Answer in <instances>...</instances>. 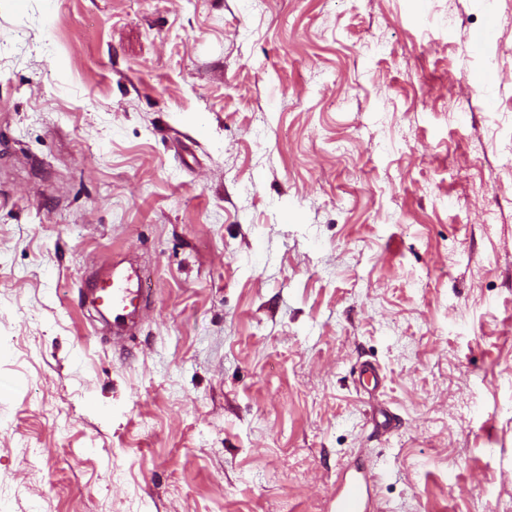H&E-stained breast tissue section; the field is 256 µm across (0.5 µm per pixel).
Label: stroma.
<instances>
[{"label":"stroma","mask_w":512,"mask_h":512,"mask_svg":"<svg viewBox=\"0 0 512 512\" xmlns=\"http://www.w3.org/2000/svg\"><path fill=\"white\" fill-rule=\"evenodd\" d=\"M356 464L512 512V0H0V512H332ZM148 276L146 268L130 266L125 269L120 264H113L112 270L101 279L100 287L93 288L95 302L112 309L113 326H121L120 331L113 333L117 336L112 338L126 340L134 337L148 303V294L142 288Z\"/></svg>","instance_id":"stroma-1"}]
</instances>
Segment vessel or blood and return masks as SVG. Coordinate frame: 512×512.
<instances>
[{
    "label": "vessel or blood",
    "mask_w": 512,
    "mask_h": 512,
    "mask_svg": "<svg viewBox=\"0 0 512 512\" xmlns=\"http://www.w3.org/2000/svg\"><path fill=\"white\" fill-rule=\"evenodd\" d=\"M148 275V269H125L116 264L105 274L100 287L93 291L96 303L111 309L112 323L119 328L118 339L133 338L137 331L148 303L144 288ZM371 482V477L364 474L343 478L335 512H369Z\"/></svg>",
    "instance_id": "obj_1"
}]
</instances>
